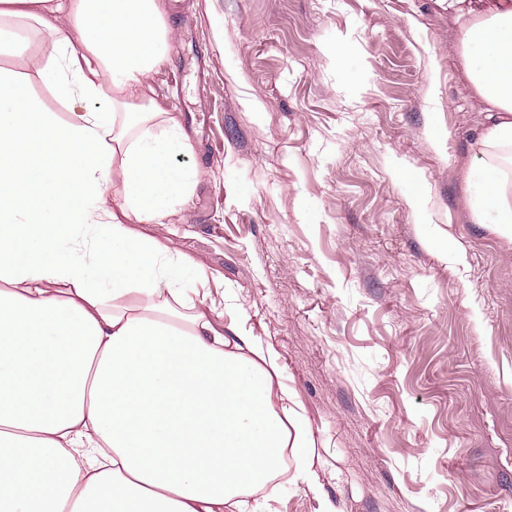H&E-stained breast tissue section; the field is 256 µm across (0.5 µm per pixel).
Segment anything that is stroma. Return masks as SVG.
<instances>
[{
  "mask_svg": "<svg viewBox=\"0 0 512 512\" xmlns=\"http://www.w3.org/2000/svg\"><path fill=\"white\" fill-rule=\"evenodd\" d=\"M167 4L154 87L202 175L136 230L223 280L213 319L274 346L316 445L249 507L315 512L313 480L339 512H512V245L460 205L482 115L447 6Z\"/></svg>",
  "mask_w": 512,
  "mask_h": 512,
  "instance_id": "stroma-1",
  "label": "stroma"
}]
</instances>
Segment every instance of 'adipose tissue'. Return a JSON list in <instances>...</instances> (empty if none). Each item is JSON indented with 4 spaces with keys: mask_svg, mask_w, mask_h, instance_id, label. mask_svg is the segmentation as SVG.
I'll return each instance as SVG.
<instances>
[{
    "mask_svg": "<svg viewBox=\"0 0 512 512\" xmlns=\"http://www.w3.org/2000/svg\"><path fill=\"white\" fill-rule=\"evenodd\" d=\"M453 52L486 105L462 206L512 242V0H447ZM52 36L0 68V512H244L309 423L279 354L196 299L204 272L134 233L198 181L151 84L173 29L162 0H0ZM34 69L60 120L21 71ZM26 32L29 36L28 52L31 55L36 56L43 61H47L53 56L54 49L52 40L46 33L31 30L29 28H27Z\"/></svg>",
    "mask_w": 512,
    "mask_h": 512,
    "instance_id": "adipose-tissue-1",
    "label": "adipose tissue"
}]
</instances>
